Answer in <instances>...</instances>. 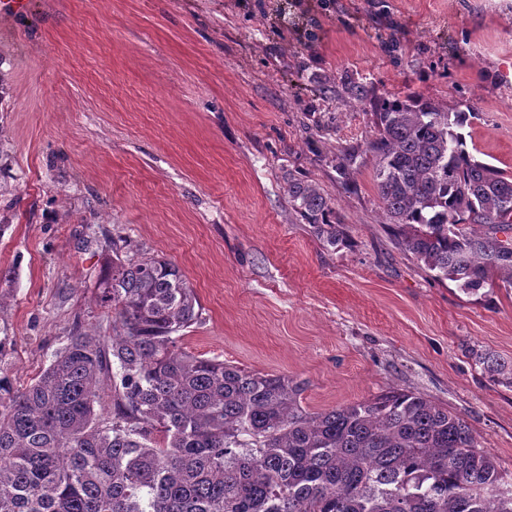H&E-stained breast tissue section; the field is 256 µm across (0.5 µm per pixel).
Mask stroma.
I'll use <instances>...</instances> for the list:
<instances>
[{
    "mask_svg": "<svg viewBox=\"0 0 512 512\" xmlns=\"http://www.w3.org/2000/svg\"><path fill=\"white\" fill-rule=\"evenodd\" d=\"M29 0L0 20V375L29 385L78 330L112 333L93 282L109 238L175 262L201 319L184 351L304 382L321 411L390 386L471 428L512 479V290L438 282L385 224L372 167L336 154L375 132L374 95L478 112L463 133L512 171V0ZM343 220L323 244L289 174ZM478 362L483 365V372L490 381L502 385L512 386V365H505L490 356H477Z\"/></svg>",
    "mask_w": 512,
    "mask_h": 512,
    "instance_id": "1",
    "label": "stroma"
}]
</instances>
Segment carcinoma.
<instances>
[{
  "mask_svg": "<svg viewBox=\"0 0 512 512\" xmlns=\"http://www.w3.org/2000/svg\"><path fill=\"white\" fill-rule=\"evenodd\" d=\"M345 93L370 105L376 132L336 155L343 183L370 156L405 253L466 295L512 288V172L468 150L458 129L476 112L352 80ZM288 202L319 240L345 243L316 185L289 178ZM124 249L112 242L96 283L112 335L73 334L24 388L0 376V512H512L495 456L418 392L313 412L286 375L182 350L195 289L172 261ZM478 362L512 386V365Z\"/></svg>",
  "mask_w": 512,
  "mask_h": 512,
  "instance_id": "1",
  "label": "carcinoma"
}]
</instances>
